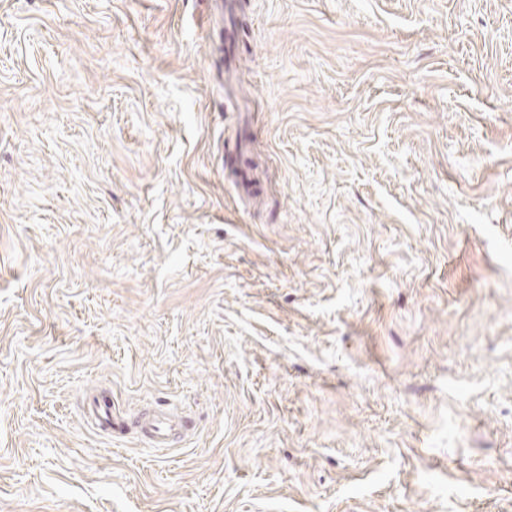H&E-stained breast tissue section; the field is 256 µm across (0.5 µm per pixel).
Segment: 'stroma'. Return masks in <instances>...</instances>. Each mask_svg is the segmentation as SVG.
Wrapping results in <instances>:
<instances>
[{
	"label": "stroma",
	"mask_w": 512,
	"mask_h": 512,
	"mask_svg": "<svg viewBox=\"0 0 512 512\" xmlns=\"http://www.w3.org/2000/svg\"><path fill=\"white\" fill-rule=\"evenodd\" d=\"M0 512H512V0H0ZM183 416L170 413L168 410H155L142 415L141 424L149 437L151 447L169 448L179 428Z\"/></svg>",
	"instance_id": "1"
}]
</instances>
